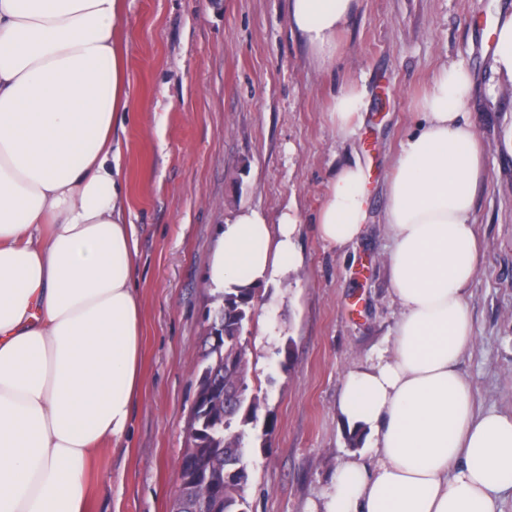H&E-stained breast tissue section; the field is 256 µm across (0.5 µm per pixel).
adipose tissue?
I'll return each mask as SVG.
<instances>
[{
    "label": "adipose tissue",
    "instance_id": "ef3b65f1",
    "mask_svg": "<svg viewBox=\"0 0 512 512\" xmlns=\"http://www.w3.org/2000/svg\"><path fill=\"white\" fill-rule=\"evenodd\" d=\"M357 0H289L325 69ZM125 0H0V512H89L88 471L129 432L141 387L137 239L121 136L130 105ZM493 70L512 86V14L493 19ZM465 67L440 68L388 179L385 220L401 306L384 363L349 372L338 410L378 448L337 469L325 512H501L512 417L474 409L458 365L474 341L475 201L486 180ZM368 220L360 162L332 176L316 233L342 249ZM299 219L243 208L207 278L259 288L299 268Z\"/></svg>",
    "mask_w": 512,
    "mask_h": 512
}]
</instances>
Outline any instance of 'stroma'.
Segmentation results:
<instances>
[{"label":"stroma","instance_id":"stroma-1","mask_svg":"<svg viewBox=\"0 0 512 512\" xmlns=\"http://www.w3.org/2000/svg\"><path fill=\"white\" fill-rule=\"evenodd\" d=\"M512 0H359L323 70L288 25V0H126L131 107L123 158L138 240L142 388L128 438L91 465L90 512H171L208 317L211 252L240 208L300 219L305 261L261 289L245 322L248 392L272 419L248 429L244 512H323L344 464H376L338 413L346 374L390 358L400 307L387 261V181L417 103L441 66L473 77L469 116L487 180L476 201L483 243L468 290L475 341L461 373L479 411L512 415V86L491 70L487 17ZM365 92L364 121L341 136L331 118L345 87ZM360 160L369 222L344 250L317 236L328 183Z\"/></svg>","mask_w":512,"mask_h":512}]
</instances>
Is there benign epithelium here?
<instances>
[{
    "mask_svg": "<svg viewBox=\"0 0 512 512\" xmlns=\"http://www.w3.org/2000/svg\"><path fill=\"white\" fill-rule=\"evenodd\" d=\"M224 406V389L203 370L197 381V391L187 426L188 463L180 466L179 489L173 512H186L184 503L196 498L197 488L205 483L219 491L224 488V475L211 466L215 454L224 452L219 440L205 436L204 427L212 425Z\"/></svg>",
    "mask_w": 512,
    "mask_h": 512,
    "instance_id": "1",
    "label": "benign epithelium"
}]
</instances>
